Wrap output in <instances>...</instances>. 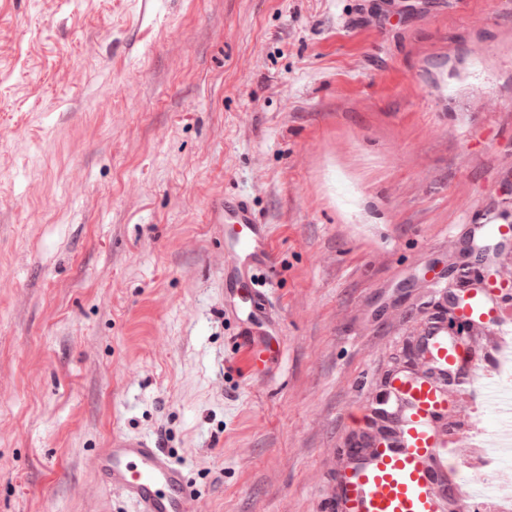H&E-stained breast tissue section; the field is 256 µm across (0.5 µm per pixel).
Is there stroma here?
<instances>
[{"label": "stroma", "mask_w": 512, "mask_h": 512, "mask_svg": "<svg viewBox=\"0 0 512 512\" xmlns=\"http://www.w3.org/2000/svg\"><path fill=\"white\" fill-rule=\"evenodd\" d=\"M271 227L280 352L225 305L224 194ZM512 226V0H0V512H134L113 435L200 512H319L442 301ZM460 396L448 426L497 428ZM98 477L137 512H199L187 470L148 435H113L97 457Z\"/></svg>", "instance_id": "obj_1"}]
</instances>
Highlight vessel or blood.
I'll return each instance as SVG.
<instances>
[{
	"label": "vessel or blood",
	"instance_id": "vessel-or-blood-1",
	"mask_svg": "<svg viewBox=\"0 0 512 512\" xmlns=\"http://www.w3.org/2000/svg\"><path fill=\"white\" fill-rule=\"evenodd\" d=\"M215 224L231 225L234 236L224 245V278L233 287L248 286L247 303L230 300L246 310V347L256 373H263L273 353L268 343L269 304L255 285V273L270 268V229L249 202L225 196L211 213ZM512 293V278L488 274L481 288L464 294L456 315L460 324L504 328L501 301ZM428 374H395L381 402L384 434L350 449V463L337 484L332 512H484L486 502L464 492L458 481L456 444L450 438L448 415L460 391L479 395L486 409H512V391L503 389L474 363L467 347L446 324L431 323L422 338ZM98 477L122 492L138 512H199L198 498L183 465L147 435L113 436L97 457Z\"/></svg>",
	"mask_w": 512,
	"mask_h": 512
}]
</instances>
